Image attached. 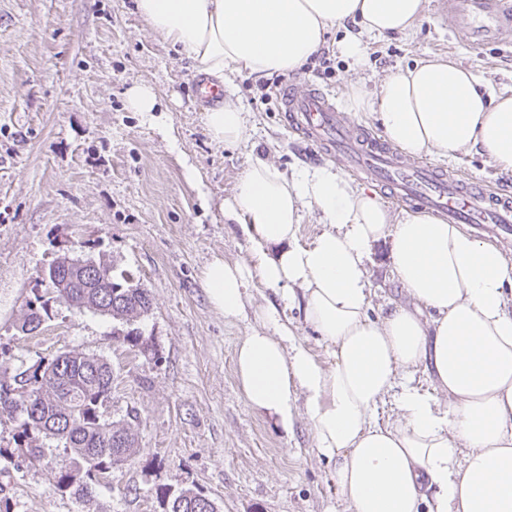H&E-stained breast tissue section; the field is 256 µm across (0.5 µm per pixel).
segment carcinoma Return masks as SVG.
<instances>
[{
    "mask_svg": "<svg viewBox=\"0 0 512 512\" xmlns=\"http://www.w3.org/2000/svg\"><path fill=\"white\" fill-rule=\"evenodd\" d=\"M48 283L59 299L78 309L134 321L151 309L147 289L131 283L113 268L92 259L84 265L56 260L45 268ZM48 316L47 303L35 297L27 303L20 331L30 335L41 329ZM28 405L18 410L8 406L7 416L20 421L18 439L24 460L42 459L46 441L54 440L70 451L72 466L61 472L57 488L79 500L92 496L98 475L109 472L136 455L131 424L110 422L104 417L112 400V366L106 360L73 351L52 360H39L5 381L0 379V409L3 394ZM164 512H216L205 495L184 490L177 494L158 491Z\"/></svg>",
    "mask_w": 512,
    "mask_h": 512,
    "instance_id": "obj_1",
    "label": "carcinoma"
}]
</instances>
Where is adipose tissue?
I'll return each mask as SVG.
<instances>
[{
  "label": "adipose tissue",
  "mask_w": 512,
  "mask_h": 512,
  "mask_svg": "<svg viewBox=\"0 0 512 512\" xmlns=\"http://www.w3.org/2000/svg\"><path fill=\"white\" fill-rule=\"evenodd\" d=\"M422 8V0L136 3L197 73L226 88L231 72L261 78L299 70L332 26L357 19L366 35L383 37L408 29ZM347 105L378 113L387 139L407 155L451 157L479 146L512 174V95L487 97L452 61L392 73L373 97L351 89ZM205 120L215 142L231 146L245 136V114L228 88ZM223 207L246 225L252 252L246 263L216 258L204 267L210 304L225 318L240 317L249 286L260 284L301 303L328 352L320 357L296 341L267 309L276 335L252 330L236 350L245 398L285 419L304 397L347 512H512V261L502 247L427 212L394 215L329 167L288 177L255 159ZM307 207L320 212L325 229L302 245ZM382 240L411 303L375 319L366 262ZM419 372L430 388L416 385ZM390 395L398 419L378 423L377 407Z\"/></svg>",
  "instance_id": "adipose-tissue-1"
}]
</instances>
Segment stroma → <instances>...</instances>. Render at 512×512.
<instances>
[{
    "label": "stroma",
    "instance_id": "obj_1",
    "mask_svg": "<svg viewBox=\"0 0 512 512\" xmlns=\"http://www.w3.org/2000/svg\"><path fill=\"white\" fill-rule=\"evenodd\" d=\"M359 24L335 26L321 56L291 76L237 75L248 115L244 140L215 143L192 94L196 78L136 11V0H0V350L8 374L67 351L106 359L112 400L106 417L139 416L137 454L95 481L91 500L60 491L71 459L49 447L21 461L18 421L0 418V497L10 512H163L158 489L193 490L218 512H345L331 468L319 456L303 402L290 422L253 409L241 392L235 349L273 291L248 290L245 315L226 319L210 304L201 271L213 258L246 262L251 243L223 203L252 156L286 176L329 165L289 127L275 94L294 81L318 86L346 108L351 87L378 90L391 73L443 57L473 71L495 94L512 93V41L473 45L449 31L439 0H424L411 28L365 38L363 65L339 44ZM153 88V117L131 111L127 94ZM512 189L475 149L451 158L424 155ZM104 259L147 288L148 314L127 324L52 303L42 330L18 327L40 288V271L58 257ZM372 316L406 296L391 274L390 245L367 263ZM138 328L153 344L144 354Z\"/></svg>",
    "mask_w": 512,
    "mask_h": 512
}]
</instances>
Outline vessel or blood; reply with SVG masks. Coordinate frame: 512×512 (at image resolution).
I'll use <instances>...</instances> for the list:
<instances>
[{"mask_svg":"<svg viewBox=\"0 0 512 512\" xmlns=\"http://www.w3.org/2000/svg\"><path fill=\"white\" fill-rule=\"evenodd\" d=\"M448 26L476 45L512 39V0H448ZM291 126L318 153L346 171L366 176L388 195L452 224H495L512 229V194L461 173L409 161L373 136L358 133L321 89L283 87L277 94Z\"/></svg>","mask_w":512,"mask_h":512,"instance_id":"b4317fda","label":"vessel or blood"}]
</instances>
